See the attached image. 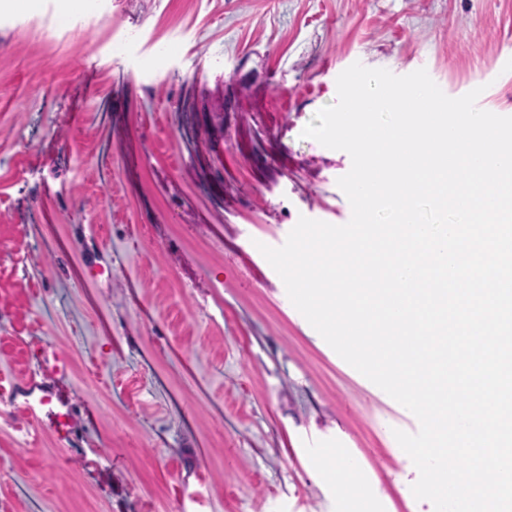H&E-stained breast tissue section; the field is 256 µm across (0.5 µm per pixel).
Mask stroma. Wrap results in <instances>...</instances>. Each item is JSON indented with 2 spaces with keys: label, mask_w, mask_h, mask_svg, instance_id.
Masks as SVG:
<instances>
[{
  "label": "stroma",
  "mask_w": 512,
  "mask_h": 512,
  "mask_svg": "<svg viewBox=\"0 0 512 512\" xmlns=\"http://www.w3.org/2000/svg\"><path fill=\"white\" fill-rule=\"evenodd\" d=\"M61 2L0 17V512H434L259 247L350 220L302 131L353 63L512 116V0ZM349 461L350 459L345 453L340 452L336 454V467L334 469L336 487L346 491L349 489L352 494H357L360 490V487H362V483L359 478V474L350 468ZM348 472H352V474L347 489L343 487V484H340V480L336 479V475L343 478L345 473Z\"/></svg>",
  "instance_id": "1"
}]
</instances>
